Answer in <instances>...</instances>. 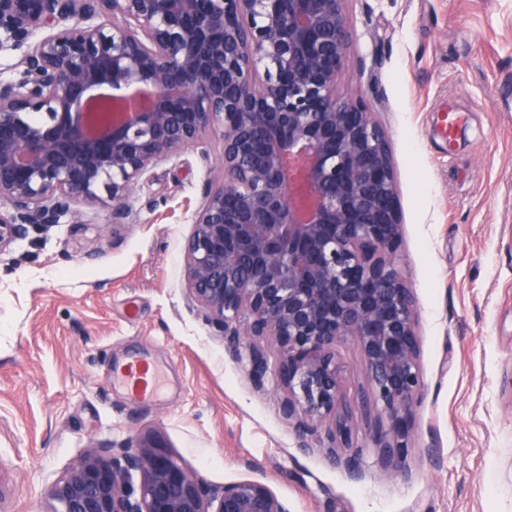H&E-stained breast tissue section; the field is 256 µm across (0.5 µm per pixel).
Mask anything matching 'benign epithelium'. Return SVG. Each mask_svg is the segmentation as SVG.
Returning a JSON list of instances; mask_svg holds the SVG:
<instances>
[{
    "label": "benign epithelium",
    "mask_w": 512,
    "mask_h": 512,
    "mask_svg": "<svg viewBox=\"0 0 512 512\" xmlns=\"http://www.w3.org/2000/svg\"><path fill=\"white\" fill-rule=\"evenodd\" d=\"M344 2L0 0V250L84 223L77 202L132 223L153 165L217 134L189 299L256 386L274 354L299 449L324 430L360 481L336 348L361 351L359 412L386 475H409L423 380L389 143L363 98L338 94ZM51 496V512H286L260 481L206 489L155 436L84 456Z\"/></svg>",
    "instance_id": "7a95c632"
}]
</instances>
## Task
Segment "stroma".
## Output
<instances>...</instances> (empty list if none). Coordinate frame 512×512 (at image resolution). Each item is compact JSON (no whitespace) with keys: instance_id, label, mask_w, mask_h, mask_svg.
I'll return each mask as SVG.
<instances>
[{"instance_id":"1","label":"stroma","mask_w":512,"mask_h":512,"mask_svg":"<svg viewBox=\"0 0 512 512\" xmlns=\"http://www.w3.org/2000/svg\"><path fill=\"white\" fill-rule=\"evenodd\" d=\"M338 87L390 143L398 251L417 310L423 391L409 478L384 476L363 423L361 481L298 437L187 297L183 246L221 152L215 135L157 161L132 223L85 209L0 253V512H51L78 459L153 435L212 488L268 485L287 512H512V0H345ZM462 112L455 137L449 110ZM343 403L368 385L341 345ZM162 380L149 401L108 378L131 362Z\"/></svg>"}]
</instances>
